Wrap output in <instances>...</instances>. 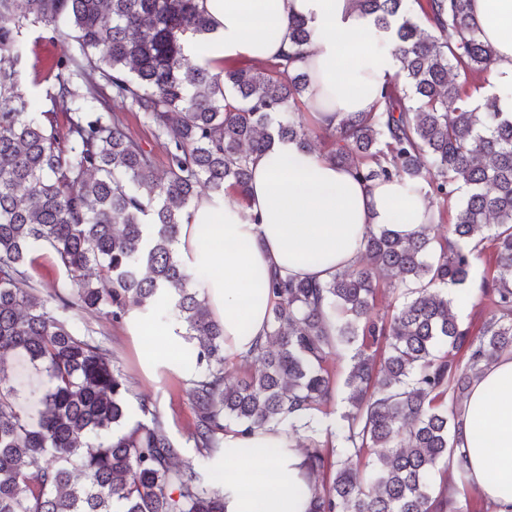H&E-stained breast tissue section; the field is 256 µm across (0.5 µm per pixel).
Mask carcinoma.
I'll list each match as a JSON object with an SVG mask.
<instances>
[{
	"label": "carcinoma",
	"mask_w": 512,
	"mask_h": 512,
	"mask_svg": "<svg viewBox=\"0 0 512 512\" xmlns=\"http://www.w3.org/2000/svg\"><path fill=\"white\" fill-rule=\"evenodd\" d=\"M406 2L355 0L391 35L399 70L375 111L315 132L294 111L309 76L288 62L190 63L188 40L213 31L199 0H0V512H225L223 483L177 464L183 447L165 417L147 396L129 408L130 380L65 316L73 308L116 323L136 309L174 313L195 362L188 439L202 457L224 450L230 425L243 436L286 426L302 434L307 512H460L468 471L439 464L473 381L512 353V112L496 94L471 106V82H485L496 56L471 0H417L419 17ZM28 23L66 28L77 46L50 64L57 91L43 109L19 82ZM289 30L298 54L312 30L303 16ZM126 112L162 142L164 171L127 131ZM314 135L363 182L404 181L434 213L409 239L369 230L360 265L324 284L273 275L268 336L245 359L257 370L239 376L174 244L199 187L244 197L254 159L276 141L309 152ZM452 207L438 241L433 225ZM487 241L490 311L474 336L448 290L472 280ZM42 250L66 273L46 293L29 273ZM382 277L397 278L403 297L383 315ZM343 352L346 410L322 441ZM17 353L46 378L35 423L1 385Z\"/></svg>",
	"instance_id": "carcinoma-1"
}]
</instances>
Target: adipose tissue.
<instances>
[{"mask_svg":"<svg viewBox=\"0 0 512 512\" xmlns=\"http://www.w3.org/2000/svg\"><path fill=\"white\" fill-rule=\"evenodd\" d=\"M214 24L206 41L213 66L275 62L291 45L288 22L307 18L310 43L294 63L308 75L307 105L316 121L337 126L350 113L375 109L378 92L399 63L389 35L376 33L353 0H201ZM485 40L494 45L500 84L512 86V0H472ZM275 37H268V30ZM405 222H397V209ZM429 199L400 182L364 185L353 169L291 142H276L251 165L247 198L198 197L182 224L177 248L191 276L215 264L206 278L210 311L224 327V356L240 363L267 331L274 304L273 272L326 282L362 258L366 229L383 227L411 237L427 225ZM456 452L472 486L492 512H512V354L488 364L461 404ZM303 455L295 436L267 427L248 438L224 432L225 512H306ZM270 475L263 499L251 488Z\"/></svg>","mask_w":512,"mask_h":512,"instance_id":"ef3b65f1","label":"adipose tissue"}]
</instances>
